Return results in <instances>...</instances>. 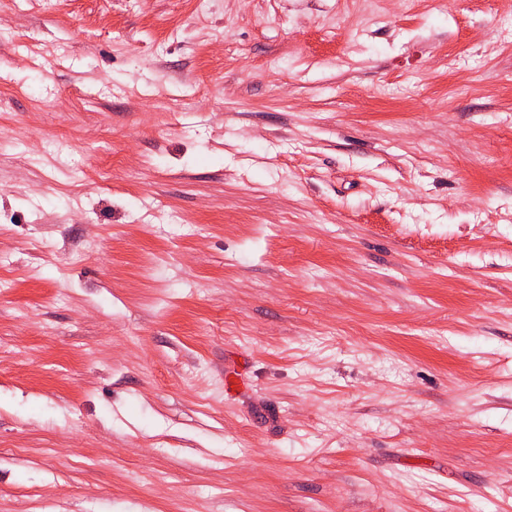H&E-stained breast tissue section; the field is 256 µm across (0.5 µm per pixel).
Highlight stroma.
Listing matches in <instances>:
<instances>
[{"label": "stroma", "mask_w": 512, "mask_h": 512, "mask_svg": "<svg viewBox=\"0 0 512 512\" xmlns=\"http://www.w3.org/2000/svg\"><path fill=\"white\" fill-rule=\"evenodd\" d=\"M0 347V512H512L502 0H0Z\"/></svg>", "instance_id": "1"}]
</instances>
